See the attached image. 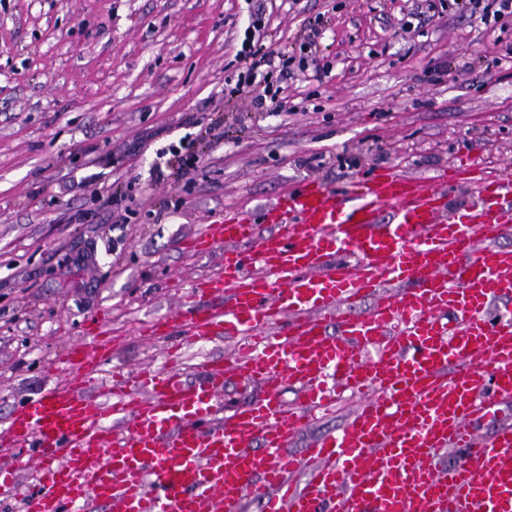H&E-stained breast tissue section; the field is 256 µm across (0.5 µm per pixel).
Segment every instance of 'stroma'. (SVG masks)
Instances as JSON below:
<instances>
[{"label":"stroma","instance_id":"stroma-1","mask_svg":"<svg viewBox=\"0 0 512 512\" xmlns=\"http://www.w3.org/2000/svg\"><path fill=\"white\" fill-rule=\"evenodd\" d=\"M422 0H0V426L73 343L105 323L116 361L182 369L221 338L148 337L220 269L183 240L225 212L256 214L295 182L342 186L388 167L428 178L471 163L512 178V18L443 13L403 31ZM290 49L322 20L316 60L277 108L225 100L255 11ZM194 145L184 178L159 154Z\"/></svg>","mask_w":512,"mask_h":512}]
</instances>
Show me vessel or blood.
Wrapping results in <instances>:
<instances>
[{"label":"vessel or blood","instance_id":"b4317fda","mask_svg":"<svg viewBox=\"0 0 512 512\" xmlns=\"http://www.w3.org/2000/svg\"><path fill=\"white\" fill-rule=\"evenodd\" d=\"M511 234L512 180L465 167L309 179L260 216L225 214L186 243L223 247V272L148 333L230 337L234 353L190 380L174 350L126 372L110 343L71 346L48 368L64 385L0 429V491L34 467L24 512H512V426L486 441L474 427L512 401ZM236 378L261 393L227 412ZM344 398L345 425L293 452Z\"/></svg>","mask_w":512,"mask_h":512}]
</instances>
